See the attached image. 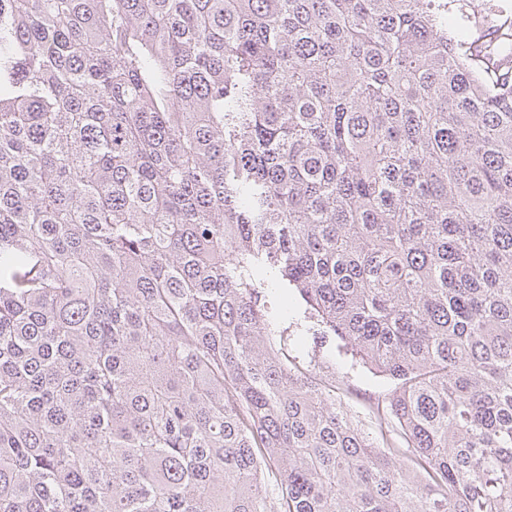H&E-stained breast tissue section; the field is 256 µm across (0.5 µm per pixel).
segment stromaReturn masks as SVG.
Returning a JSON list of instances; mask_svg holds the SVG:
<instances>
[{
    "label": "stroma",
    "instance_id": "1",
    "mask_svg": "<svg viewBox=\"0 0 512 512\" xmlns=\"http://www.w3.org/2000/svg\"><path fill=\"white\" fill-rule=\"evenodd\" d=\"M291 302L295 316L288 321L287 335L274 337L275 348L287 355L289 364L335 385L349 416L369 438L384 435L395 445H402L395 426L381 425L377 413L385 406L394 381L363 364L345 341L314 343L309 333L313 318L299 296H292Z\"/></svg>",
    "mask_w": 512,
    "mask_h": 512
}]
</instances>
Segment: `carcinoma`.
Returning a JSON list of instances; mask_svg holds the SVG:
<instances>
[{
  "label": "carcinoma",
  "instance_id": "carcinoma-1",
  "mask_svg": "<svg viewBox=\"0 0 512 512\" xmlns=\"http://www.w3.org/2000/svg\"><path fill=\"white\" fill-rule=\"evenodd\" d=\"M465 18L0 0V512H512V61ZM267 273L407 448L279 356Z\"/></svg>",
  "mask_w": 512,
  "mask_h": 512
}]
</instances>
